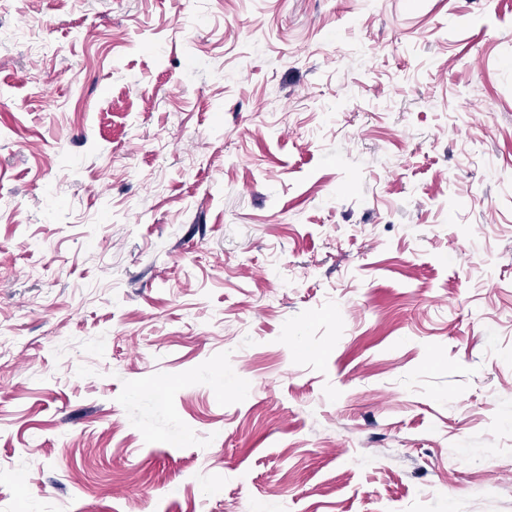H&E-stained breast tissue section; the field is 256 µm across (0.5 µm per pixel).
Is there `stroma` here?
Masks as SVG:
<instances>
[{"label": "stroma", "instance_id": "35a3bbf8", "mask_svg": "<svg viewBox=\"0 0 512 512\" xmlns=\"http://www.w3.org/2000/svg\"><path fill=\"white\" fill-rule=\"evenodd\" d=\"M0 512H512V0H0Z\"/></svg>", "mask_w": 512, "mask_h": 512}]
</instances>
